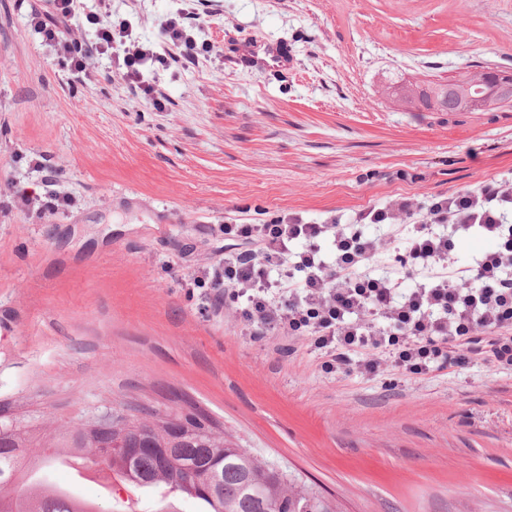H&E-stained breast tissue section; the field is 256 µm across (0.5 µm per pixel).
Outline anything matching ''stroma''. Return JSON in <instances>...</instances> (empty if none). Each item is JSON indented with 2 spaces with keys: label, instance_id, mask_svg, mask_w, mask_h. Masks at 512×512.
<instances>
[{
  "label": "stroma",
  "instance_id": "1",
  "mask_svg": "<svg viewBox=\"0 0 512 512\" xmlns=\"http://www.w3.org/2000/svg\"><path fill=\"white\" fill-rule=\"evenodd\" d=\"M46 0H0V403L39 435L93 407L178 394L341 512H512V365L331 375L307 340L240 335L188 290L225 219L309 223L512 181V108L428 112L406 82L512 73V0H79L128 39H195L145 78L74 74L33 29ZM287 43L285 66L239 46ZM112 73L104 81L103 73ZM171 30L172 38L170 41L173 46L180 48V56L184 59H193L195 56L196 42L193 38L188 36L186 32L179 27V23L174 19L167 27Z\"/></svg>",
  "mask_w": 512,
  "mask_h": 512
}]
</instances>
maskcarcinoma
I'll return each instance as SVG.
<instances>
[{
	"label": "carcinoma",
	"instance_id": "obj_1",
	"mask_svg": "<svg viewBox=\"0 0 512 512\" xmlns=\"http://www.w3.org/2000/svg\"><path fill=\"white\" fill-rule=\"evenodd\" d=\"M512 102V85L477 82L471 76L448 82L406 86L398 98L414 107L439 112H484L483 96ZM119 429L106 433L76 428L52 438L53 451L36 457L40 468L64 454L84 458L93 451L126 486L162 488L165 495L202 501L208 512H340L337 502L288 467L269 461L224 432L205 410L162 412L146 407L118 409ZM30 426L0 416V487L18 481L21 495L0 494V512H82L89 503L40 481H33L26 448Z\"/></svg>",
	"mask_w": 512,
	"mask_h": 512
}]
</instances>
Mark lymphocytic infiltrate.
Masks as SVG:
<instances>
[{
  "label": "lymphocytic infiltrate",
  "mask_w": 512,
  "mask_h": 512,
  "mask_svg": "<svg viewBox=\"0 0 512 512\" xmlns=\"http://www.w3.org/2000/svg\"><path fill=\"white\" fill-rule=\"evenodd\" d=\"M75 0H48L30 21L60 62L83 72L97 55L121 49L120 70L140 83L166 54L127 42V24L102 20L94 40L69 36ZM387 227L405 259L384 274L379 240ZM493 246L466 265L450 254L457 238ZM223 258L209 267L214 311L234 306L241 333L307 339L330 374H379L392 367L425 375L478 357L512 365V184L438 194L414 209L401 196L365 209L352 223L305 224L285 214L261 224L225 222Z\"/></svg>",
  "instance_id": "obj_1"
}]
</instances>
